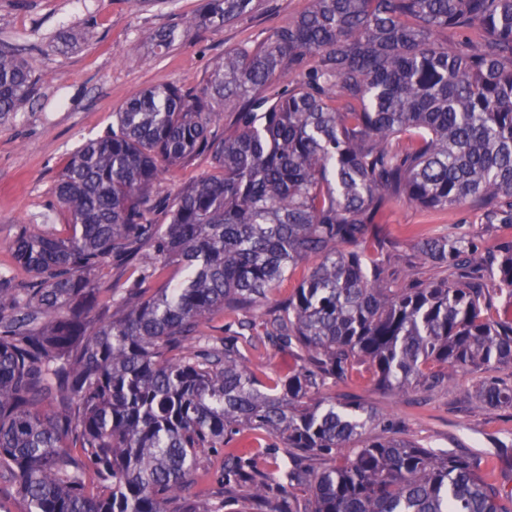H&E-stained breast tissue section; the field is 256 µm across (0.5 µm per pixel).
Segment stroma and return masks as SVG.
I'll list each match as a JSON object with an SVG mask.
<instances>
[{"label": "stroma", "mask_w": 512, "mask_h": 512, "mask_svg": "<svg viewBox=\"0 0 512 512\" xmlns=\"http://www.w3.org/2000/svg\"><path fill=\"white\" fill-rule=\"evenodd\" d=\"M308 0H260L256 10L206 33L181 28L203 0H0V44L17 49L35 67L34 99L0 119V268L12 264L9 243L21 225L64 233L67 216L56 204L60 171L90 139L112 130V114L136 92L171 83L204 85L225 49L253 45L302 12ZM177 28L174 46H155L158 31ZM401 253L420 239L469 234L485 251L512 241V226L486 225L462 210L427 213L394 203L382 226ZM496 379L512 384V365L460 370L441 387L396 394L372 379L369 366L346 380L328 381V396H352L371 407L383 426L371 438L395 437L436 452H494L512 448V409L482 408L466 391Z\"/></svg>", "instance_id": "obj_1"}]
</instances>
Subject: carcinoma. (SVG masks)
<instances>
[{
	"label": "carcinoma",
	"instance_id": "cac0c4a2",
	"mask_svg": "<svg viewBox=\"0 0 512 512\" xmlns=\"http://www.w3.org/2000/svg\"><path fill=\"white\" fill-rule=\"evenodd\" d=\"M258 4L205 0L184 24L219 29ZM36 88L0 45V118ZM112 118L58 176L67 234L24 225L9 250L28 281L0 270V479L26 512H223L190 495L223 448L224 486L252 483L234 512H296L300 484L307 512H512L493 458L372 440L365 404L322 396L359 362L393 391L512 363V320L487 302L512 293V241L479 262L473 237L425 238L404 259L381 229L395 201L512 224V0H309L225 50L200 89L151 86ZM197 158V180L161 190ZM308 261L293 296L249 316ZM173 263L182 279L146 294ZM115 264L130 275L112 311L99 296ZM217 313L236 329L204 333ZM261 346L302 364L263 383L246 366ZM471 398L512 408V385ZM279 445L356 452L317 474L264 468ZM489 313L495 318H512V295L508 290L501 291L499 288H489Z\"/></svg>",
	"mask_w": 512,
	"mask_h": 512
}]
</instances>
